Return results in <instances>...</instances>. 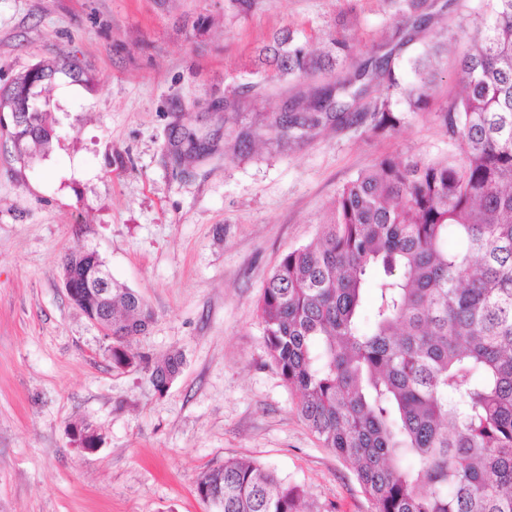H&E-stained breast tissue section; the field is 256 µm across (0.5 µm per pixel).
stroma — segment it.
I'll list each match as a JSON object with an SVG mask.
<instances>
[{"mask_svg": "<svg viewBox=\"0 0 512 512\" xmlns=\"http://www.w3.org/2000/svg\"><path fill=\"white\" fill-rule=\"evenodd\" d=\"M486 3L427 0L420 21L403 0H253L245 12L230 0H0V87L44 58L94 77L53 83L46 158L20 164L0 136V512H210L197 478L230 458L275 469L328 512H371L299 416L258 303L359 172L388 155L456 154L438 114L461 91L458 59ZM285 28L318 46L346 39L340 74L383 58L407 80V59L447 31L429 110L393 133L330 121L279 145L265 118L291 111L303 83L266 82L252 60ZM184 123L211 154L175 157ZM85 249L151 309L136 349L182 354L166 391L114 369L109 340L71 303L62 262ZM80 422L101 434L96 450L71 446Z\"/></svg>", "mask_w": 512, "mask_h": 512, "instance_id": "obj_1", "label": "stroma"}]
</instances>
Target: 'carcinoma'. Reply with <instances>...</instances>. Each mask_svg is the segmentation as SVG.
<instances>
[{"mask_svg":"<svg viewBox=\"0 0 512 512\" xmlns=\"http://www.w3.org/2000/svg\"><path fill=\"white\" fill-rule=\"evenodd\" d=\"M444 50L436 40L413 58L409 84L388 65L361 66L269 127L300 139L352 113L380 75L386 93L368 118L372 130L394 132L403 112L429 107ZM348 56L343 41L316 50L282 29L256 53V72L332 77ZM53 69L91 82L74 61L47 59L19 73L18 92L45 90ZM459 76L463 95L441 117L460 157L377 160L337 193L317 243L281 258L258 306L301 419L351 466L372 512H512V0H488ZM54 130L47 99L34 126L6 136L30 162L51 151ZM183 143L197 156L212 151L185 126ZM101 264L71 253L64 271L90 278ZM110 288L112 367H141L164 391L182 355L137 351L152 312L133 290ZM197 492L212 512H323L254 460L207 469Z\"/></svg>","mask_w":512,"mask_h":512,"instance_id":"carcinoma-1","label":"carcinoma"}]
</instances>
